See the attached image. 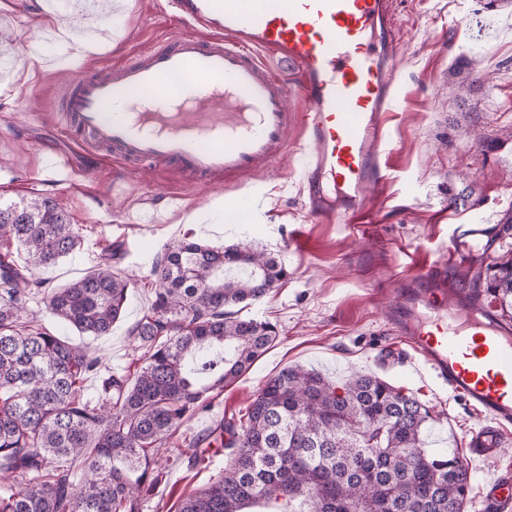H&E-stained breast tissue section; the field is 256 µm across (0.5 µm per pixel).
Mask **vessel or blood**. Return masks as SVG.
I'll return each instance as SVG.
<instances>
[{
  "mask_svg": "<svg viewBox=\"0 0 512 512\" xmlns=\"http://www.w3.org/2000/svg\"><path fill=\"white\" fill-rule=\"evenodd\" d=\"M190 29L104 73L76 76L63 110L82 145L121 165L163 162L199 178L256 172L285 147L289 126L306 134V200L328 224L363 223L365 201L384 179L380 157L394 78L387 0H170ZM275 58L293 75L304 111L287 107ZM138 94L126 112L104 109L116 93ZM484 224L458 225L449 253L479 259ZM445 263L415 275L393 308V325L424 371L477 411L471 458L504 451L512 429V328L469 303L445 318ZM487 512H512V475L484 487Z\"/></svg>",
  "mask_w": 512,
  "mask_h": 512,
  "instance_id": "1",
  "label": "vessel or blood"
}]
</instances>
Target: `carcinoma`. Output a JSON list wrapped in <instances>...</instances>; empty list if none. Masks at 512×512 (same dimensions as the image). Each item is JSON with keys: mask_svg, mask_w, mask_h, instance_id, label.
<instances>
[{"mask_svg": "<svg viewBox=\"0 0 512 512\" xmlns=\"http://www.w3.org/2000/svg\"><path fill=\"white\" fill-rule=\"evenodd\" d=\"M0 512H141L171 460L169 439L211 395L246 373L277 338L233 307L262 299L288 275L247 243H169L153 268L154 300L132 328L134 378L112 373L97 396L84 382L102 361L36 324L40 296L88 336L120 319L128 283L116 247L91 274L43 288L37 273L73 254L78 225L51 198L0 200ZM24 254L14 259L11 245ZM470 296L512 318V247L468 281ZM430 408L374 374L338 386L289 366L268 377L245 414L203 441L229 450L224 471L178 512H464L468 466L423 446Z\"/></svg>", "mask_w": 512, "mask_h": 512, "instance_id": "carcinoma-1", "label": "carcinoma"}]
</instances>
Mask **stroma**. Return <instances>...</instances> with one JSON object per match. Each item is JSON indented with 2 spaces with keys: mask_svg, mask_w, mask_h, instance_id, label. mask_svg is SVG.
I'll return each instance as SVG.
<instances>
[{
  "mask_svg": "<svg viewBox=\"0 0 512 512\" xmlns=\"http://www.w3.org/2000/svg\"><path fill=\"white\" fill-rule=\"evenodd\" d=\"M0 0V198L55 199L79 225L75 255L41 271L46 287L61 288L97 269L107 249L122 245L116 272L130 281L121 318L109 335L91 338L31 303L39 324L89 347L104 371L134 375L138 351L130 329L153 299L151 270L166 244L184 234L213 245L251 243L288 271L287 279L240 315L276 325L279 337L235 383L214 397L210 411L177 430L176 447L225 417L244 411L270 375L302 365L334 381L376 374L414 395L438 416L426 440L467 459L473 474L465 512H485L482 489L512 469V446L488 460L465 446L478 416L428 375L410 371L411 348L390 322L395 275L447 258L448 207L462 224H504L512 218V6L488 0H393L397 51L389 61L396 94L388 115L389 180L370 195L371 220L362 230L324 224L309 215L303 194L304 137L287 146L267 172L238 180H189L168 166L128 170L69 137L60 101L75 70L101 71L163 46L182 33L165 0ZM71 44L92 35L97 47L77 69L53 65L58 29ZM39 48L43 65L30 63ZM59 153L76 174L73 185L38 184L44 155ZM245 197V216L228 223L222 205ZM227 454L211 448L204 463L168 467L141 512H175L224 469Z\"/></svg>",
  "mask_w": 512,
  "mask_h": 512,
  "instance_id": "obj_1",
  "label": "stroma"
}]
</instances>
